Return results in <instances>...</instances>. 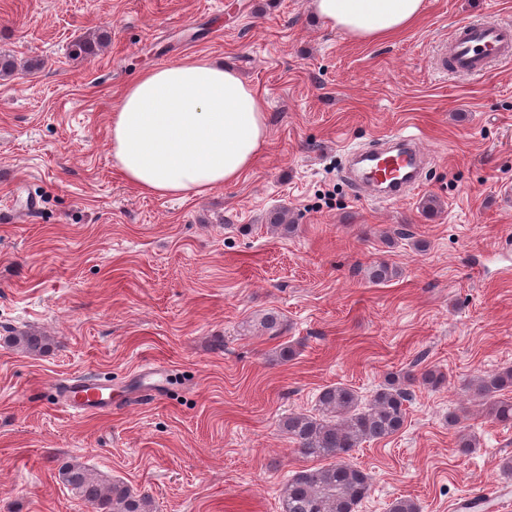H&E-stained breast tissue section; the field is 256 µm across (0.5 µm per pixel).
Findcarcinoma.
Returning a JSON list of instances; mask_svg holds the SVG:
<instances>
[{
    "mask_svg": "<svg viewBox=\"0 0 512 512\" xmlns=\"http://www.w3.org/2000/svg\"><path fill=\"white\" fill-rule=\"evenodd\" d=\"M111 40L108 33L74 42L71 55L89 59L102 51ZM47 337L21 332L12 337L14 345L36 352L46 349ZM411 373L391 375L371 396L364 400L352 388L336 384L323 388L317 397L316 414L290 413L279 420V430L304 457L323 458L330 463L315 469L294 472L281 489V512H356L369 497V476L348 462L350 452L367 441L397 434L404 426ZM474 398L492 420L512 422V367L481 375L469 385ZM62 482L97 512H154L151 498L136 493L119 481H107L80 465L60 470ZM387 512H420L419 504L410 498L393 499Z\"/></svg>",
    "mask_w": 512,
    "mask_h": 512,
    "instance_id": "cac0c4a2",
    "label": "carcinoma"
}]
</instances>
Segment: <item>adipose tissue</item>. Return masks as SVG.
<instances>
[{"instance_id": "ef3b65f1", "label": "adipose tissue", "mask_w": 512, "mask_h": 512, "mask_svg": "<svg viewBox=\"0 0 512 512\" xmlns=\"http://www.w3.org/2000/svg\"><path fill=\"white\" fill-rule=\"evenodd\" d=\"M311 7L330 28L372 41L409 29L424 0H311ZM109 137L124 180L168 196L238 181L264 145L267 124L256 92L234 71L189 58L134 78Z\"/></svg>"}]
</instances>
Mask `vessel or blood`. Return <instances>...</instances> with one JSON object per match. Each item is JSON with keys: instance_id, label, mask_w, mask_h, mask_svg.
Segmentation results:
<instances>
[{"instance_id": "obj_1", "label": "vessel or blood", "mask_w": 512, "mask_h": 512, "mask_svg": "<svg viewBox=\"0 0 512 512\" xmlns=\"http://www.w3.org/2000/svg\"><path fill=\"white\" fill-rule=\"evenodd\" d=\"M510 58L512 25L483 18L458 25L445 55L454 71L468 77L483 76L491 61ZM352 160L369 169L356 179L355 194L397 201L418 184L423 152L418 136L403 129L393 133L388 144L353 153ZM103 399L99 379L72 377L60 389L57 404L77 415L98 408Z\"/></svg>"}]
</instances>
